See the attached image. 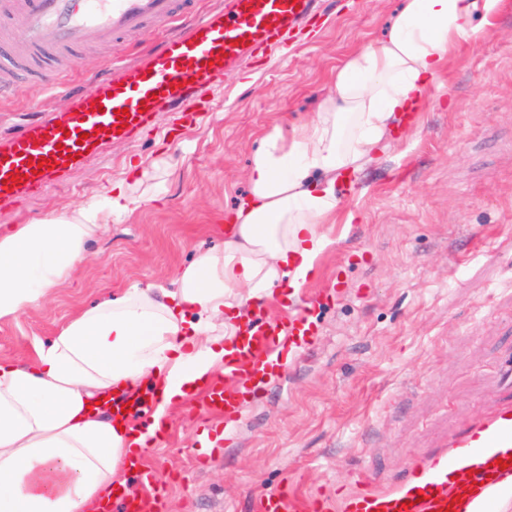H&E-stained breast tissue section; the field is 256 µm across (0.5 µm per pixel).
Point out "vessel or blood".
<instances>
[{
    "label": "vessel or blood",
    "instance_id": "b4317fda",
    "mask_svg": "<svg viewBox=\"0 0 512 512\" xmlns=\"http://www.w3.org/2000/svg\"><path fill=\"white\" fill-rule=\"evenodd\" d=\"M195 0H14L9 9L16 20L0 36V67L12 65L11 47L23 42L33 67L30 80L49 85L57 78V57L78 58L88 44L120 39L132 33L161 34L149 64L123 70L118 78H97L88 88L72 92L73 109L54 122H32L0 148V200L14 203L61 183L75 159H87L106 138L137 140L151 128L156 112L169 106L178 121L196 119L188 95L191 85H203L234 67L248 65L255 55L273 50L289 54L296 28L319 11L318 0H228L202 14ZM126 117H117L120 109ZM320 298L299 300L288 318L267 317L248 324L242 339L224 362V373L203 391L194 419L201 446L193 454L204 470L221 455L247 409V395L263 391L282 372L283 351L300 353L313 343L317 327L311 316ZM157 404L154 392L124 394L112 401L113 418L140 419L152 424ZM459 448H511L512 407L504 408L456 440ZM142 489L129 497L113 488L100 512H166L165 484L145 459L128 462ZM493 477L475 474L455 494L440 473H431L420 496L394 497L385 512H455L458 496L489 497L498 486L512 482V464H498ZM330 496L304 490L299 483L254 498L252 512H333Z\"/></svg>",
    "mask_w": 512,
    "mask_h": 512
}]
</instances>
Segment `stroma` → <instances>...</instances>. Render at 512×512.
<instances>
[{
    "mask_svg": "<svg viewBox=\"0 0 512 512\" xmlns=\"http://www.w3.org/2000/svg\"><path fill=\"white\" fill-rule=\"evenodd\" d=\"M400 0H334L297 31L288 59L257 58L203 92L198 120L173 130L160 111L135 142L106 141L61 184L0 203V226L101 200L120 182L143 201L90 243L43 307L0 320V359L26 361L80 308L172 272L220 245L219 229L248 191L253 151L274 124L316 112L333 74L379 38ZM148 40L98 42L65 71L78 90L113 62L146 63ZM30 81L0 95V145L32 119L71 109ZM332 243L304 296L326 294L315 344L289 358L246 409L220 461L192 468L195 405L175 407L168 440L147 461L172 473L169 512H251L254 497L287 480L311 492H383L413 480L467 430L512 405V11L448 66L417 131L357 174Z\"/></svg>",
    "mask_w": 512,
    "mask_h": 512,
    "instance_id": "35a3bbf8",
    "label": "stroma"
}]
</instances>
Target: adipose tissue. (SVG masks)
Here are the masks:
<instances>
[{"instance_id": "1", "label": "adipose tissue", "mask_w": 512, "mask_h": 512, "mask_svg": "<svg viewBox=\"0 0 512 512\" xmlns=\"http://www.w3.org/2000/svg\"><path fill=\"white\" fill-rule=\"evenodd\" d=\"M505 7L403 0L385 34L337 67L312 120L264 134L223 244L178 270L175 289L132 285L81 310L33 361L0 360V512H96L156 432L118 427L113 395L151 386L165 414L222 373L245 315L275 294L297 297L312 277L332 243L339 182L419 126L450 61ZM134 192L120 183L102 201L1 230L0 319L48 302Z\"/></svg>"}]
</instances>
